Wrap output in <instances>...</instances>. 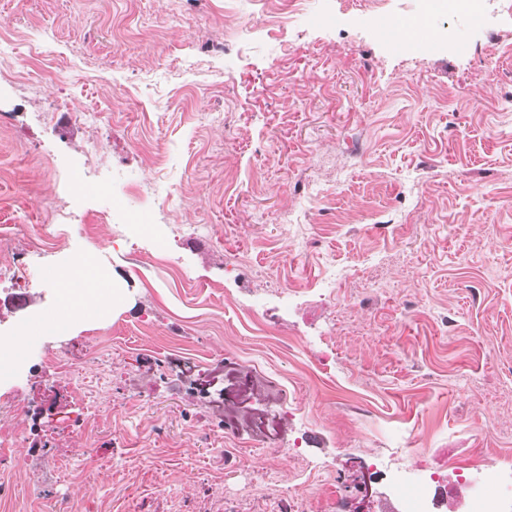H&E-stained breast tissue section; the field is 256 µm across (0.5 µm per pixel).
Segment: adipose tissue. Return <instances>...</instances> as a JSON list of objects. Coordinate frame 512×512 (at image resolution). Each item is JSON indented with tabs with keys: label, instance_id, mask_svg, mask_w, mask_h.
<instances>
[{
	"label": "adipose tissue",
	"instance_id": "1",
	"mask_svg": "<svg viewBox=\"0 0 512 512\" xmlns=\"http://www.w3.org/2000/svg\"><path fill=\"white\" fill-rule=\"evenodd\" d=\"M59 297V310L48 320L23 326V333L38 336L62 334L69 330L71 319L87 314L89 302L109 300L110 294L98 285L99 274L92 256L57 269L52 275Z\"/></svg>",
	"mask_w": 512,
	"mask_h": 512
}]
</instances>
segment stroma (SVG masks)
<instances>
[{
  "instance_id": "obj_1",
  "label": "stroma",
  "mask_w": 512,
  "mask_h": 512,
  "mask_svg": "<svg viewBox=\"0 0 512 512\" xmlns=\"http://www.w3.org/2000/svg\"><path fill=\"white\" fill-rule=\"evenodd\" d=\"M491 6L485 30L423 0H0V66L30 70L0 83V268L31 283L22 309L0 291V330L55 312L52 271L85 254L122 290L0 381V512H379L404 468L478 451L512 478V13ZM379 11L423 38L391 46ZM69 200L84 222L45 239Z\"/></svg>"
}]
</instances>
